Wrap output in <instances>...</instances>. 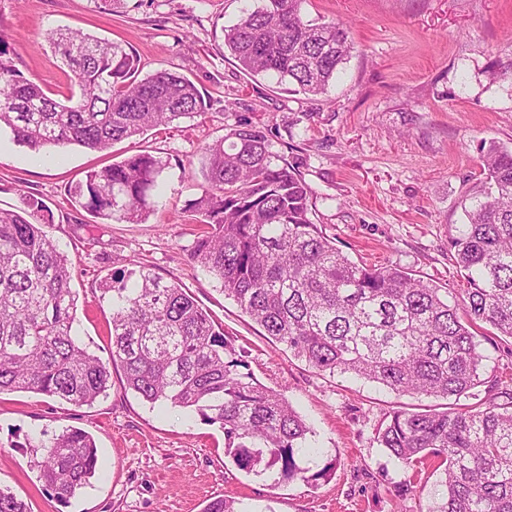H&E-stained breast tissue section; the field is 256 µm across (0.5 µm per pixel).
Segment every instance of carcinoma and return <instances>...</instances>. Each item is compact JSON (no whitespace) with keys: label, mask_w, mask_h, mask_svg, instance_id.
<instances>
[{"label":"carcinoma","mask_w":512,"mask_h":512,"mask_svg":"<svg viewBox=\"0 0 512 512\" xmlns=\"http://www.w3.org/2000/svg\"><path fill=\"white\" fill-rule=\"evenodd\" d=\"M224 28V47L251 76L323 94L353 50L347 30L304 21L305 0H259ZM55 52L70 70V94L58 99L26 77L0 40V133L39 154L79 146L93 152L193 114L203 96L188 78L141 76L133 51L92 34L57 29ZM264 129L249 123L205 145L206 187L189 203L204 230L191 260L220 284L265 335L320 374L353 375L398 396L454 399L443 412L394 410L377 441L416 477L428 462L441 471L439 512H512V377L483 379L472 328L485 322L512 339V150L484 154L483 198L466 211L453 240L455 263L470 282L460 301L449 291L390 264L369 266L340 251L309 218L312 191L296 168L277 164ZM162 161L150 153L92 169L75 203L106 220L145 219ZM0 209V394L32 392L77 406L112 386L152 405L197 413L224 431L235 465L272 485L315 481L312 433L280 392L242 373L243 361L221 327L181 285L145 266L117 269L98 283L111 308V361L74 334L78 297L72 266L25 217ZM502 401L476 398L484 384ZM34 466L66 499L97 466L93 439L69 428L41 444ZM0 512H27L0 489Z\"/></svg>","instance_id":"obj_1"}]
</instances>
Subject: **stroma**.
Masks as SVG:
<instances>
[{"mask_svg": "<svg viewBox=\"0 0 512 512\" xmlns=\"http://www.w3.org/2000/svg\"><path fill=\"white\" fill-rule=\"evenodd\" d=\"M253 5L127 0L115 13L94 0H0V40L25 76L53 93L69 89L48 34L67 28L121 43L137 54L143 74L181 73L205 101L204 114L106 151L68 147L57 166L35 164L30 150L0 139V208H24L32 197L49 210L44 230L75 269L77 334L102 361L111 357L110 307L99 280L146 265L163 281H179L221 326L247 372L283 393L310 425L324 450L311 468L328 474L312 485L271 487L225 457L219 426L144 402L116 368L107 396L90 405L0 395V489L27 512H202L224 497L247 512H436L441 502L440 475L431 468L406 491L410 472L380 447L376 429L389 410L441 411L444 400L318 374L269 340L191 261L196 216L188 204L204 186L201 147L252 123L311 187L312 221L352 260L398 264L460 295L467 282L452 241L484 179V148H512V0H306V20L344 23L354 44L335 85L317 97L231 61L224 29ZM139 152L164 164L144 222H111L74 202L87 170ZM73 427L94 439L98 470L62 501L40 480V451L28 441Z\"/></svg>", "mask_w": 512, "mask_h": 512, "instance_id": "obj_1", "label": "stroma"}]
</instances>
